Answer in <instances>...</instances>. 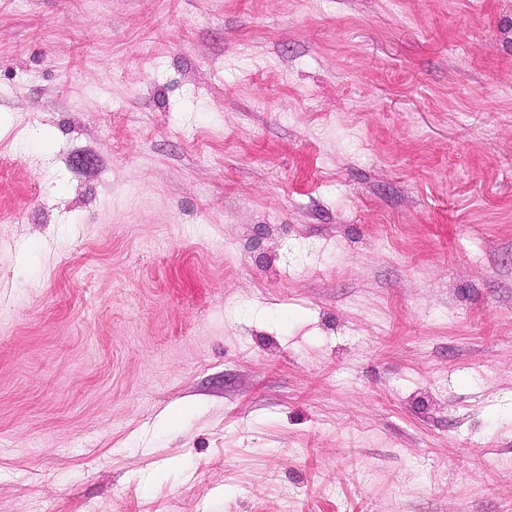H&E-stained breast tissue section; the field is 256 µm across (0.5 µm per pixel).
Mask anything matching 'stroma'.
<instances>
[{"label":"stroma","instance_id":"1","mask_svg":"<svg viewBox=\"0 0 512 512\" xmlns=\"http://www.w3.org/2000/svg\"><path fill=\"white\" fill-rule=\"evenodd\" d=\"M0 512H512V0H0Z\"/></svg>","mask_w":512,"mask_h":512}]
</instances>
